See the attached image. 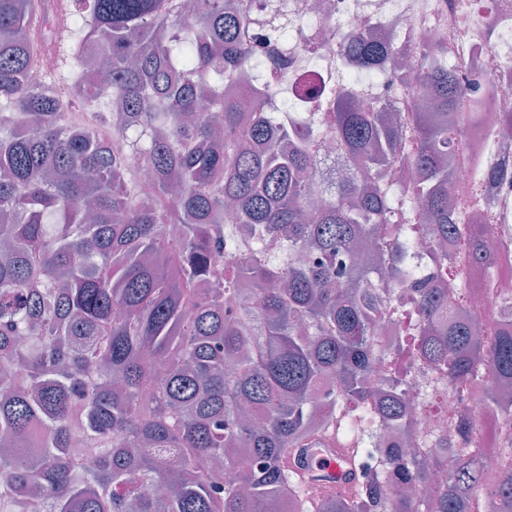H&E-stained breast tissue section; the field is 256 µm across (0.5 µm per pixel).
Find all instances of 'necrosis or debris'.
Listing matches in <instances>:
<instances>
[{"mask_svg": "<svg viewBox=\"0 0 512 512\" xmlns=\"http://www.w3.org/2000/svg\"><path fill=\"white\" fill-rule=\"evenodd\" d=\"M307 11L317 14L323 37L317 59H310L298 42L287 50L272 49L273 57L297 79L346 83L359 102L379 100L388 112L405 115L400 86L390 80L391 63L372 72L355 70L341 55L342 38L356 32L405 55L412 69L417 59L409 54L410 46L422 43L441 49L440 60L455 71L462 93L482 84L484 119L472 132L467 113H458L457 122L466 133L449 165L456 187L468 190L481 183L483 208L473 214L468 202H461L457 221L488 225L484 240L497 285L512 293V0H288L289 14ZM471 246L468 238L450 242V252L460 260L453 274L437 277L436 285L448 297L467 293L473 319L484 333L512 330V314L504 315L498 295L486 292L483 270L464 261ZM418 320L410 293L398 287L381 304L375 327L381 337H406ZM435 380L423 365L407 374V397L418 421L413 451L428 458L438 441L457 438L459 394L452 391L437 405L427 404L425 395Z\"/></svg>", "mask_w": 512, "mask_h": 512, "instance_id": "necrosis-or-debris-1", "label": "necrosis or debris"}]
</instances>
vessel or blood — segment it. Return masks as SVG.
Masks as SVG:
<instances>
[{"mask_svg":"<svg viewBox=\"0 0 512 512\" xmlns=\"http://www.w3.org/2000/svg\"><path fill=\"white\" fill-rule=\"evenodd\" d=\"M285 463L306 478L307 487L315 496L350 489L356 480L348 449L332 443L323 448H300L289 452Z\"/></svg>","mask_w":512,"mask_h":512,"instance_id":"1","label":"vessel or blood"}]
</instances>
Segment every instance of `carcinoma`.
<instances>
[{
	"label": "carcinoma",
	"instance_id": "obj_1",
	"mask_svg": "<svg viewBox=\"0 0 512 512\" xmlns=\"http://www.w3.org/2000/svg\"><path fill=\"white\" fill-rule=\"evenodd\" d=\"M268 0H0V512H482L480 450L455 457L441 489L382 501L364 472L426 484L412 445L407 357L462 392L483 388L512 430V333L485 339L434 277L410 280L409 247L391 230L378 186L404 140L399 122L343 90L325 128L290 116L267 83L265 29L294 39L288 10ZM80 34L53 41L52 26ZM371 69L393 50L352 33L340 43ZM46 53L65 70L32 78ZM406 87L414 179L437 248L484 230L455 218L448 148L459 142L456 77L429 64ZM74 106L112 122V142L68 119ZM330 140L368 174L327 190L313 148ZM263 249L237 255L228 208ZM308 252L311 263L292 261ZM389 284L410 289L414 336L385 345L374 314ZM251 292L233 309L228 296ZM329 440L352 450L349 491L316 502L284 466L294 448ZM170 448L178 454L166 461ZM95 467L81 471L76 455ZM490 494L512 503V451Z\"/></svg>",
	"mask_w": 512,
	"mask_h": 512
}]
</instances>
